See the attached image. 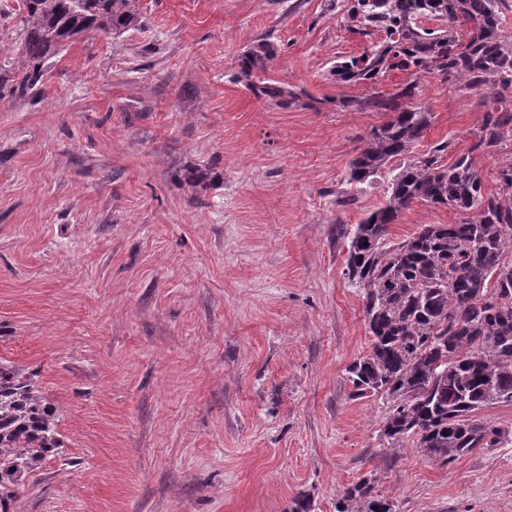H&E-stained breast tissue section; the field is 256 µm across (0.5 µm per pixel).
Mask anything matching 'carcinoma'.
Instances as JSON below:
<instances>
[{"label": "carcinoma", "instance_id": "1", "mask_svg": "<svg viewBox=\"0 0 512 512\" xmlns=\"http://www.w3.org/2000/svg\"><path fill=\"white\" fill-rule=\"evenodd\" d=\"M139 0H19L22 58L0 68V90L17 97L38 89L44 65L76 37L120 34L143 26ZM340 23L361 37L380 35L357 55L336 57L330 74L343 86L370 90L343 97L340 107L388 116L369 132L350 164L348 181L370 184L390 162L413 153L433 113L417 98L418 76H452L481 92L488 108L473 132L475 144L449 165L442 142L401 167L383 206L356 225L348 279L363 289L370 352L347 372L354 395L386 394L393 402L382 435L391 448L416 440L428 458L448 463L475 448H492L507 433L476 418L493 404H512V161L488 190L472 151L512 146V36L504 34L509 0H341ZM277 56L256 41L239 61L235 81L279 107L298 95L253 80ZM392 71L406 79L390 91L376 85ZM415 203L450 207L456 224H423L391 243L389 226ZM58 409L44 396L38 373L0 361V512L15 506L29 478L63 457ZM367 478L346 488L336 512H396L372 493Z\"/></svg>", "mask_w": 512, "mask_h": 512}]
</instances>
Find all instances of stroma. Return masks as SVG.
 Instances as JSON below:
<instances>
[{"label":"stroma","instance_id":"obj_1","mask_svg":"<svg viewBox=\"0 0 512 512\" xmlns=\"http://www.w3.org/2000/svg\"><path fill=\"white\" fill-rule=\"evenodd\" d=\"M139 7L141 28L68 43L43 95L0 96V360L38 372L65 441L18 512H336L363 477L396 512H512V404L478 413L508 439L444 464L390 449V399L347 377L372 339L347 234L395 173L347 181L384 117L337 108L329 69L366 39L325 0ZM265 37L290 107L233 80ZM420 87L415 155L473 151L495 188L512 152L473 150L482 95ZM460 219L416 204L389 237Z\"/></svg>","mask_w":512,"mask_h":512}]
</instances>
